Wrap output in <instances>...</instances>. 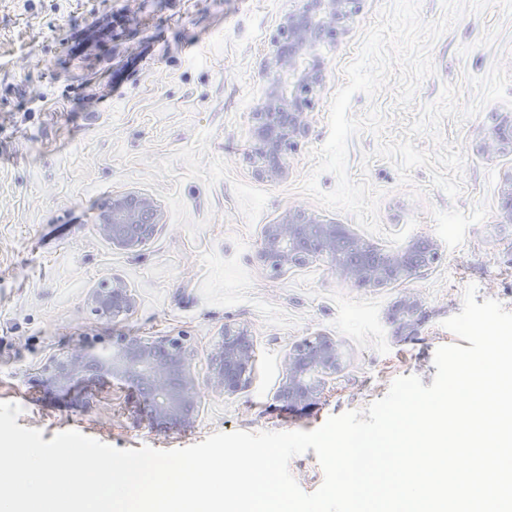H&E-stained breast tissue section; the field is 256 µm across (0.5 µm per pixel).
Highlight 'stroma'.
<instances>
[{
	"mask_svg": "<svg viewBox=\"0 0 512 512\" xmlns=\"http://www.w3.org/2000/svg\"><path fill=\"white\" fill-rule=\"evenodd\" d=\"M392 0H363L350 31L322 48L325 82L309 131L284 181L258 177L247 160L250 113L265 86L270 36L292 0H0V401L21 406L19 426L43 440L74 429L120 449H173L216 432L313 430L364 410L400 376L431 385L443 328L463 291L512 310V223L499 217L512 147L481 145L512 114V0L467 13L428 47L434 71L408 107L389 79L355 93L350 115L379 113L381 132L349 141L352 181L379 191L380 232L391 249L406 229L442 246L440 260L386 287L358 288L323 258L277 272L259 257L264 225L300 206L342 224L302 187L320 190L313 151L330 134L331 101L369 28ZM129 190L152 194L165 225L139 253L112 249L96 231L98 208ZM120 278L137 297L126 316H97L92 289ZM420 302L415 330L392 316ZM247 328L256 361L247 387L207 395L193 425L152 422L134 381L98 376L62 388L53 358L111 352L121 336L181 341L199 381L225 325ZM318 336L343 354L309 407L280 413L274 393L295 344Z\"/></svg>",
	"mask_w": 512,
	"mask_h": 512,
	"instance_id": "obj_1",
	"label": "stroma"
}]
</instances>
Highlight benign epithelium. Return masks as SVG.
<instances>
[{
    "instance_id": "7a95c632",
    "label": "benign epithelium",
    "mask_w": 512,
    "mask_h": 512,
    "mask_svg": "<svg viewBox=\"0 0 512 512\" xmlns=\"http://www.w3.org/2000/svg\"><path fill=\"white\" fill-rule=\"evenodd\" d=\"M360 0H294L272 37L266 61L268 81L251 112L255 147L249 156L255 174L274 181L288 178V153L309 130L313 100L325 80L319 48L338 39L359 11ZM512 142V117L505 114L488 133L483 150L494 154ZM501 218L512 223V176L500 187ZM165 225L164 213L152 195L127 191L112 195L100 210L98 234L112 247L140 252ZM261 260L275 271L307 265L321 256L346 282L383 288L414 276L440 258L439 245L411 236L391 250L378 249L347 224L327 220L305 208L284 210L263 227ZM94 312L118 318L131 312L136 298L119 278L103 283L90 296ZM340 353L330 339L304 340L284 358L276 397L303 408L322 394L325 375L336 371ZM255 361L248 330L224 326L221 342L210 357L208 387L203 389L191 369L190 352L178 341L123 337L107 356L71 355L52 362L47 371L58 385L80 382L90 369L135 381L151 408V418L172 428L189 426L203 398L232 395L245 388Z\"/></svg>"
}]
</instances>
